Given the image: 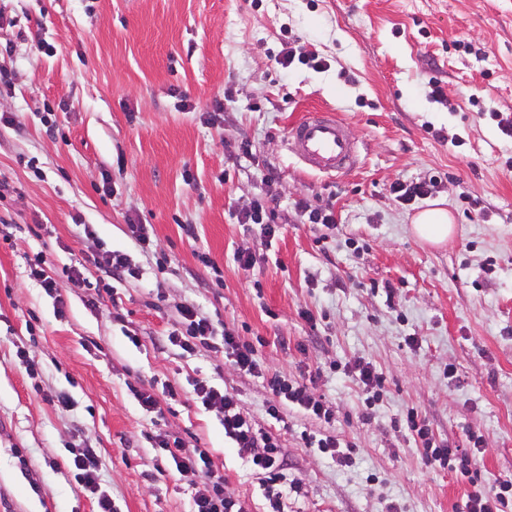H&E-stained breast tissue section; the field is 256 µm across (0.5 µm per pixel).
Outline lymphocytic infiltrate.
<instances>
[{
    "mask_svg": "<svg viewBox=\"0 0 512 512\" xmlns=\"http://www.w3.org/2000/svg\"><path fill=\"white\" fill-rule=\"evenodd\" d=\"M178 315L184 328L182 337L177 340L182 350L192 351L199 340H220L225 356L240 375L265 378L269 390L276 398L275 403L267 407L270 417L279 418L281 407L291 405L315 419H328V408L322 400L310 394L305 386L285 383L275 375L265 376L257 350L252 344L242 341L230 330H217L213 322L194 305L180 306ZM194 393L204 406L217 408L221 412L224 435L231 440L238 454L247 458L254 468L265 472V498L269 502L270 512H281L287 475L277 437L256 427L253 420L242 412L236 393L215 388L204 379L196 381ZM401 424L428 447V463L442 466L456 463L465 471L478 472L483 454L478 436H470V448L461 450L432 442L425 420L416 411H408ZM155 442L174 462L182 478L192 482L200 481L202 488L193 499L192 512H245L241 500L227 491L223 474L214 467L206 452L187 449L181 437L167 432L157 434ZM71 465L78 484L85 492L93 495L96 512H112L111 498L98 491L101 459L97 450L75 449Z\"/></svg>",
    "mask_w": 512,
    "mask_h": 512,
    "instance_id": "lymphocytic-infiltrate-1",
    "label": "lymphocytic infiltrate"
}]
</instances>
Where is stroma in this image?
<instances>
[{
	"mask_svg": "<svg viewBox=\"0 0 512 512\" xmlns=\"http://www.w3.org/2000/svg\"><path fill=\"white\" fill-rule=\"evenodd\" d=\"M0 72V512H94L74 448L100 449L114 512H190L193 486L155 446L164 430L266 512L264 474L195 398L202 378L278 436L301 484L284 512H455L512 482V0H0ZM322 110L358 140L348 172H312L285 147ZM430 179L426 198L393 192ZM262 196L281 227L269 242L239 221ZM302 198L332 204L336 226L309 223ZM430 208L454 219L439 246L411 231ZM134 224L151 226L152 251ZM116 250L138 276L94 267L88 286L68 283L67 268ZM43 262L60 295L31 276ZM185 303L330 420L292 406L273 419L262 379L169 342ZM358 363L384 378L374 403ZM60 391L71 406L51 402ZM409 409L450 447L480 435L477 483L426 463L395 424ZM305 432L351 444L353 465L304 447Z\"/></svg>",
	"mask_w": 512,
	"mask_h": 512,
	"instance_id": "1",
	"label": "stroma"
}]
</instances>
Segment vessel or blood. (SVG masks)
Instances as JSON below:
<instances>
[{
	"label": "vessel or blood",
	"instance_id": "vessel-or-blood-1",
	"mask_svg": "<svg viewBox=\"0 0 512 512\" xmlns=\"http://www.w3.org/2000/svg\"><path fill=\"white\" fill-rule=\"evenodd\" d=\"M287 140L292 152L311 171L335 175L356 166L357 144L350 127L330 112H311L293 123Z\"/></svg>",
	"mask_w": 512,
	"mask_h": 512
}]
</instances>
